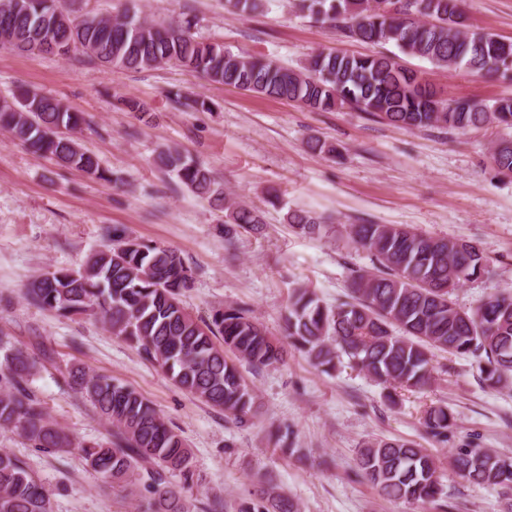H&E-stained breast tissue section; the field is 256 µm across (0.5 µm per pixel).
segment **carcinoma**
I'll return each mask as SVG.
<instances>
[{"mask_svg":"<svg viewBox=\"0 0 512 512\" xmlns=\"http://www.w3.org/2000/svg\"><path fill=\"white\" fill-rule=\"evenodd\" d=\"M13 19L21 41L47 44L70 35L81 52L106 67L146 69L174 63L206 80L268 98L331 111L348 105L407 130L447 128L467 131L494 124L512 129V97L491 103L437 98L418 73L399 63V54L428 61L437 69L462 67L479 76L512 70V42L468 24L461 0H300L317 22L339 26L365 44H393L399 54L350 55L320 52L300 70L263 57L245 56L222 43L198 40L188 18L167 24L127 13L112 19L76 15L65 0H21ZM70 16L66 29L58 15ZM85 118L60 100L26 90L0 100V130L58 165L106 178L98 159L84 149ZM491 159L501 174L512 173V138L493 143ZM156 164L197 196L224 209V239L258 233V210L227 195L211 171L187 151L163 147ZM296 232L320 237L322 217L304 210L287 214ZM355 248L368 252L371 269L354 271L349 300L323 305L308 288H295L285 317L286 337L313 364L329 373L347 356L355 367L386 389L430 386L438 352L471 361L490 389L512 386V292L479 301L471 310L456 306L454 292L478 278L490 259L475 245L439 238L402 224H351ZM112 246L92 253L77 270L57 268L26 285V298L60 315L101 320L112 334L135 345L165 369L173 383L224 417L246 424L259 411L258 396L245 373L283 361L286 348L241 304L198 320L181 297L193 273L178 252L112 230ZM55 352L36 351L0 336V427L15 431L33 448L81 449L87 464L105 482L135 486L147 512H192L185 490L194 483L190 448L153 405L133 388L81 367L65 369L68 385L79 390L112 425L108 443L76 441L54 422L28 383ZM427 434L445 444L455 426L446 404L428 407ZM269 441L282 454L295 452L293 431L277 426ZM361 476L383 495L448 512V495L438 475L437 457L399 438H371L357 451ZM451 466L473 484L512 492V456L490 448L456 449ZM0 512H52L51 493L14 454L0 451ZM236 512H301L299 504L272 481L259 482L237 503Z\"/></svg>","mask_w":512,"mask_h":512,"instance_id":"carcinoma-1","label":"carcinoma"}]
</instances>
